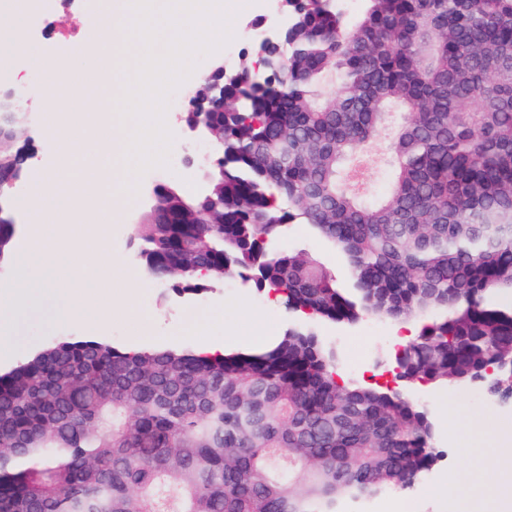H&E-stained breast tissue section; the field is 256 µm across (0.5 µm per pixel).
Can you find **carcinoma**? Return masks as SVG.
<instances>
[{
  "label": "carcinoma",
  "mask_w": 512,
  "mask_h": 512,
  "mask_svg": "<svg viewBox=\"0 0 512 512\" xmlns=\"http://www.w3.org/2000/svg\"><path fill=\"white\" fill-rule=\"evenodd\" d=\"M295 28L261 84L258 46L224 80L208 191L163 186L137 230L142 271L179 294L226 279L329 323L423 317L401 378L512 399V0H288ZM0 155L28 171L23 128ZM385 133L386 197L364 156ZM290 224L342 258L351 287ZM16 228L0 224V260ZM302 324L207 358L56 339L0 370V512H342L403 491L440 458L433 423L396 387L341 382ZM285 250H302L326 262L341 280L347 278L344 266L336 261V254L319 239L313 237L305 224H290L279 243Z\"/></svg>",
  "instance_id": "carcinoma-1"
}]
</instances>
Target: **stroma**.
<instances>
[{"instance_id": "obj_1", "label": "stroma", "mask_w": 512, "mask_h": 512, "mask_svg": "<svg viewBox=\"0 0 512 512\" xmlns=\"http://www.w3.org/2000/svg\"><path fill=\"white\" fill-rule=\"evenodd\" d=\"M263 16V10L254 8L251 0H238L232 41L217 53L198 58L194 75L172 93L167 121L175 128L180 144L178 160L190 169L193 181L185 183L174 171L167 169L147 171L139 180L137 192L130 196L109 226L112 257H133L136 226L143 222L153 203L155 185H167L192 195L206 189L210 167L202 160L201 152L208 149L209 144L185 125L188 100L200 73L211 71L220 61L237 60L239 53L249 48L247 25ZM280 246L323 260L338 277L346 275L335 253L313 237L306 225H289ZM121 274L139 279L141 286L136 291L132 307L113 311L111 323L104 327L86 319L54 322L36 309L22 318L8 312L0 314V329L13 328L17 341L14 353L5 359L6 364L16 363L41 344L65 336H105L132 348H193L199 341V333L203 332L223 342L226 349L236 350L241 340L264 344L267 337L282 335L290 324L300 319L298 313L277 301L274 294L238 280L224 281L201 295H179L165 281L145 277L139 267H125ZM395 327L393 321L373 317L363 318L353 325L320 321L314 324L318 335L335 346L340 376L363 384L393 381L392 363L399 347ZM404 388L431 413L436 425L434 444L441 453L439 461L409 489L408 494L418 499L420 512H454L449 506V498L433 496V489L446 484L450 474H477L476 460L461 459L455 448L463 439L469 440L473 448H486L503 431L511 429L512 401L500 400L479 388L465 385L438 387L414 381L405 383ZM452 406L461 413V424L457 427L448 424V409Z\"/></svg>"}]
</instances>
